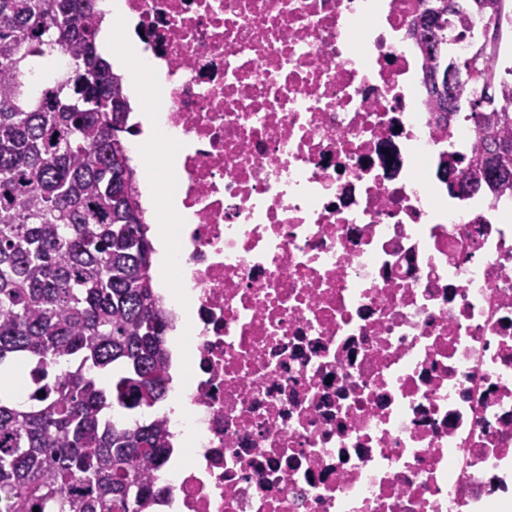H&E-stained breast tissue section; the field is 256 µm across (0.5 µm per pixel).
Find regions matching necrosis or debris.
Returning <instances> with one entry per match:
<instances>
[{"label":"necrosis or debris","instance_id":"obj_1","mask_svg":"<svg viewBox=\"0 0 512 512\" xmlns=\"http://www.w3.org/2000/svg\"><path fill=\"white\" fill-rule=\"evenodd\" d=\"M187 414L149 512H512V196L416 80L421 0H125Z\"/></svg>","mask_w":512,"mask_h":512}]
</instances>
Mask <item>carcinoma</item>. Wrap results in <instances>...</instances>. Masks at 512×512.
Masks as SVG:
<instances>
[{"instance_id": "1", "label": "carcinoma", "mask_w": 512, "mask_h": 512, "mask_svg": "<svg viewBox=\"0 0 512 512\" xmlns=\"http://www.w3.org/2000/svg\"><path fill=\"white\" fill-rule=\"evenodd\" d=\"M503 2L462 0L412 27L425 74L477 5L494 18ZM103 20L93 0H0V371L31 387L26 401L0 393V512H146L149 467L168 447L159 424L106 418L166 398L170 321L122 138L131 106L98 48ZM498 36L474 80L428 94L438 112L491 86L493 105L466 115L478 155L460 163L470 179L492 162L497 198L512 193V68L498 70ZM61 52L66 70L51 67ZM57 362L70 367L30 386L28 366Z\"/></svg>"}]
</instances>
